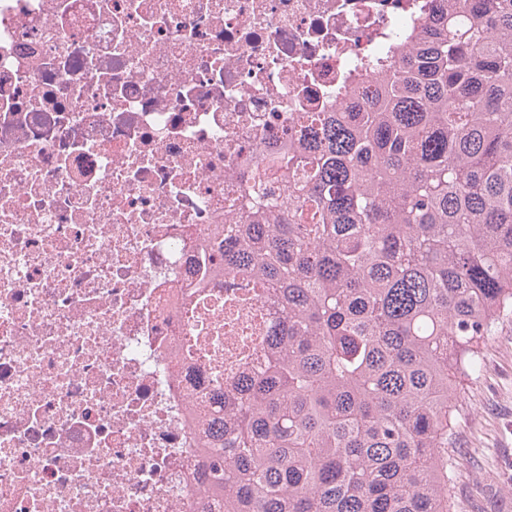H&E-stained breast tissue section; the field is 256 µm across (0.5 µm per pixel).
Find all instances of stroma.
<instances>
[{"label": "stroma", "mask_w": 512, "mask_h": 512, "mask_svg": "<svg viewBox=\"0 0 512 512\" xmlns=\"http://www.w3.org/2000/svg\"><path fill=\"white\" fill-rule=\"evenodd\" d=\"M453 512H512V315L457 398Z\"/></svg>", "instance_id": "stroma-1"}]
</instances>
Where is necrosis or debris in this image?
<instances>
[{
    "instance_id": "1",
    "label": "necrosis or debris",
    "mask_w": 512,
    "mask_h": 512,
    "mask_svg": "<svg viewBox=\"0 0 512 512\" xmlns=\"http://www.w3.org/2000/svg\"><path fill=\"white\" fill-rule=\"evenodd\" d=\"M434 6L0 0V512H200L190 394L272 320L231 274L176 303L201 239Z\"/></svg>"
}]
</instances>
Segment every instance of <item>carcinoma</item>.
Wrapping results in <instances>:
<instances>
[{"label":"carcinoma","instance_id":"obj_1","mask_svg":"<svg viewBox=\"0 0 512 512\" xmlns=\"http://www.w3.org/2000/svg\"><path fill=\"white\" fill-rule=\"evenodd\" d=\"M417 44L201 244L194 291L240 274L274 318L190 417L213 512H452L457 381L512 314V0H441Z\"/></svg>","mask_w":512,"mask_h":512}]
</instances>
